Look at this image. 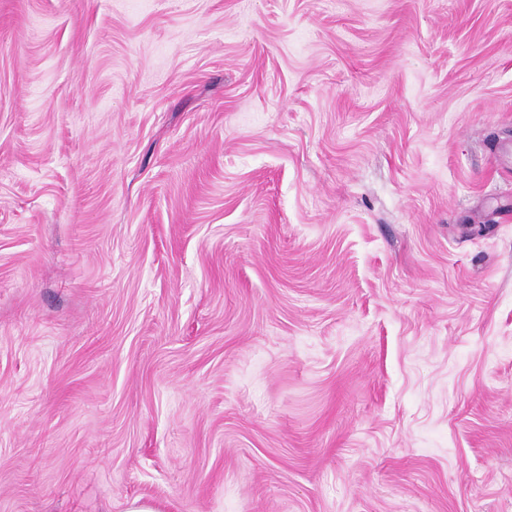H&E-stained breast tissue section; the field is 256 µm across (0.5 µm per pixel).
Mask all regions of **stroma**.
<instances>
[{
	"label": "stroma",
	"instance_id": "obj_1",
	"mask_svg": "<svg viewBox=\"0 0 512 512\" xmlns=\"http://www.w3.org/2000/svg\"><path fill=\"white\" fill-rule=\"evenodd\" d=\"M512 512V0H0V512Z\"/></svg>",
	"mask_w": 512,
	"mask_h": 512
}]
</instances>
